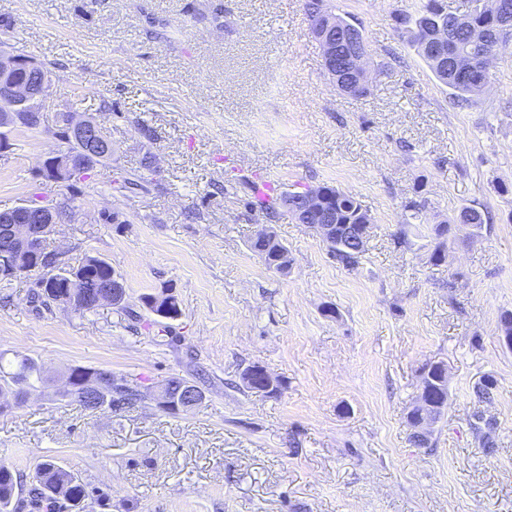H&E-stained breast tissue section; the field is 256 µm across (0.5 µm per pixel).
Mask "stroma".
<instances>
[{
	"label": "stroma",
	"instance_id": "1",
	"mask_svg": "<svg viewBox=\"0 0 512 512\" xmlns=\"http://www.w3.org/2000/svg\"><path fill=\"white\" fill-rule=\"evenodd\" d=\"M425 0H331L360 25L376 73L337 91L304 0H0V41L54 77L43 122L0 149V210L59 202L51 249L108 261L126 308L38 315L33 278L0 282V356L52 381L0 412V465L21 480L50 459L89 488L90 512H512V49L458 105L398 19ZM107 117L114 152L80 193L41 176L61 149L59 111ZM151 168H144L145 159ZM144 175L143 189L118 191ZM324 183L373 218L355 269L288 211L274 224L288 274L249 248L265 217L252 186ZM425 201L420 214L410 202ZM474 206L475 234L430 263L417 222ZM119 213L120 222L108 216ZM405 231L410 244L397 246ZM172 289L169 331L140 298ZM447 363L448 405L428 448L406 414L420 367ZM267 367L279 397L239 389ZM75 367L105 368L143 394L172 376L205 394L169 415L151 401L91 412L57 395ZM493 380L492 402L474 390ZM490 425L486 452L476 421Z\"/></svg>",
	"mask_w": 512,
	"mask_h": 512
}]
</instances>
